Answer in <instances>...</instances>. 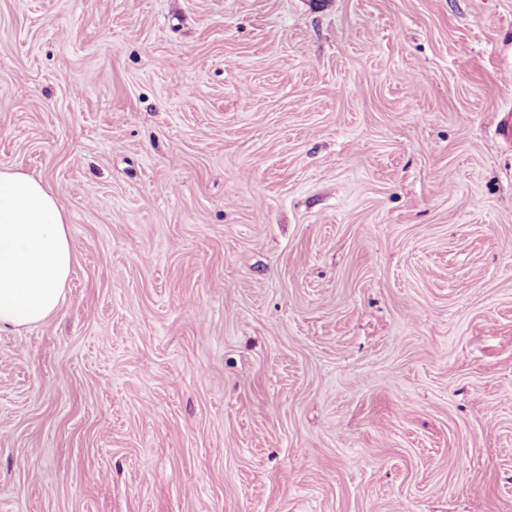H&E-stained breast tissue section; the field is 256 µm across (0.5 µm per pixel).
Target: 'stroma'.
<instances>
[{
    "mask_svg": "<svg viewBox=\"0 0 512 512\" xmlns=\"http://www.w3.org/2000/svg\"><path fill=\"white\" fill-rule=\"evenodd\" d=\"M512 0H0V512H512ZM74 243L51 191L0 170V330L34 326L64 298Z\"/></svg>",
    "mask_w": 512,
    "mask_h": 512,
    "instance_id": "obj_1",
    "label": "stroma"
}]
</instances>
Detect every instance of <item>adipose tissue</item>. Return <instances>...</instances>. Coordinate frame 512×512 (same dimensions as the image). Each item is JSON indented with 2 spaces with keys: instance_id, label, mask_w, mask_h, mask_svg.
Listing matches in <instances>:
<instances>
[{
  "instance_id": "ef3b65f1",
  "label": "adipose tissue",
  "mask_w": 512,
  "mask_h": 512,
  "mask_svg": "<svg viewBox=\"0 0 512 512\" xmlns=\"http://www.w3.org/2000/svg\"><path fill=\"white\" fill-rule=\"evenodd\" d=\"M74 243L51 191L0 170V330L36 325L64 298Z\"/></svg>"
}]
</instances>
